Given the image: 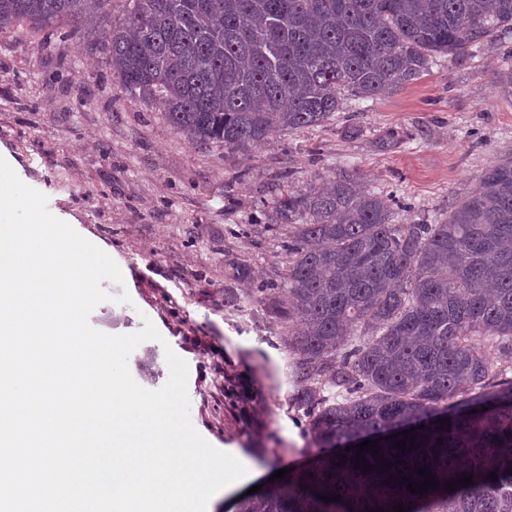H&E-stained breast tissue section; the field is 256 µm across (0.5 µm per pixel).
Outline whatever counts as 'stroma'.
Returning a JSON list of instances; mask_svg holds the SVG:
<instances>
[{
  "instance_id": "35a3bbf8",
  "label": "stroma",
  "mask_w": 512,
  "mask_h": 512,
  "mask_svg": "<svg viewBox=\"0 0 512 512\" xmlns=\"http://www.w3.org/2000/svg\"><path fill=\"white\" fill-rule=\"evenodd\" d=\"M510 71L512 34L455 63L434 58L395 94L346 96L327 124L241 155L175 134L85 42L15 24L0 30V157L119 266L123 285L101 286L131 302L99 305L91 325L125 334L149 320L162 334L131 354L134 379L158 389L165 349L186 360L195 429L265 484L318 453L295 400L288 325L249 299L257 284L282 286L288 266L294 227L272 223L276 193L346 170L393 196L399 223L447 221L512 158V99L498 91ZM391 131L399 140L384 145Z\"/></svg>"
}]
</instances>
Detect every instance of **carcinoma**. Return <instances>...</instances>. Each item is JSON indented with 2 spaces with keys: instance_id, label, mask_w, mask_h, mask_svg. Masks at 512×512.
<instances>
[{
  "instance_id": "1",
  "label": "carcinoma",
  "mask_w": 512,
  "mask_h": 512,
  "mask_svg": "<svg viewBox=\"0 0 512 512\" xmlns=\"http://www.w3.org/2000/svg\"><path fill=\"white\" fill-rule=\"evenodd\" d=\"M109 2L0 0V29L67 20L77 34ZM124 2L96 47L126 91L190 141L241 153L512 33V0ZM394 203L345 171L274 199L275 223L296 225L282 316L297 326V400L329 452L238 512H512V365L494 364L512 355V160L444 224H397ZM364 440L378 441L370 470L356 467ZM424 466L438 488L413 494ZM464 473L473 484L447 491Z\"/></svg>"
}]
</instances>
